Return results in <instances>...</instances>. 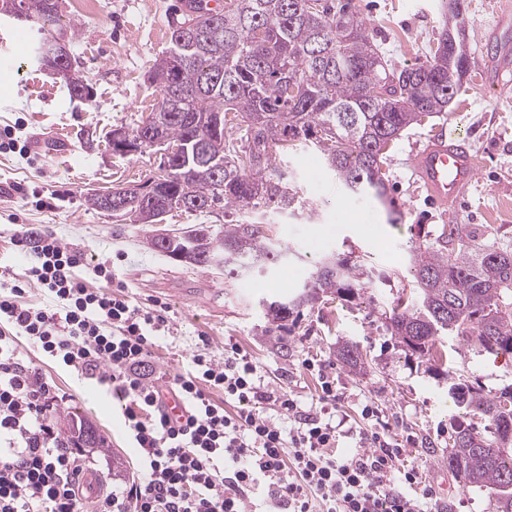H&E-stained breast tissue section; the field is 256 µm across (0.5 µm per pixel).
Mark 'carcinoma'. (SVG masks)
I'll list each match as a JSON object with an SVG mask.
<instances>
[{"mask_svg": "<svg viewBox=\"0 0 512 512\" xmlns=\"http://www.w3.org/2000/svg\"><path fill=\"white\" fill-rule=\"evenodd\" d=\"M451 21L427 65L386 68L368 34L367 22L332 0H230L215 11L198 0L193 14L170 25L169 47L149 72L160 90L149 116L158 119L168 144L188 143L189 156L168 160L163 179L137 185L151 197L157 221L177 210L178 194L210 212L216 202L234 223L194 224L153 248L172 261L192 254L191 266L224 271L228 280L258 274L288 260V249L266 231L265 215L313 212L314 204L288 171L274 165L294 146L316 150L342 188L387 194L382 166L404 131L427 117H440L471 67L470 35L460 0H452ZM58 0H0V16L37 27L41 44L53 51L54 69L73 67L75 31L59 27ZM389 86L390 97L371 101L369 85ZM69 92L93 96L79 73ZM237 129L239 139L230 137ZM144 121L127 132L133 153L153 147ZM411 270L417 302L398 300L387 321L391 335L412 351L432 355L438 337L448 335L481 352L512 355V249L481 248L457 227L442 228L433 244L412 247ZM388 279L366 263L332 257L319 263L291 301L267 303L275 323L330 294L356 299L362 280ZM349 370L366 362L359 348L337 351ZM448 393L467 413L490 422L492 438L458 423L448 448V469L464 484L493 491L496 512H512V443L500 444V428L512 426V387L488 395L448 368ZM85 446L104 439L85 425L70 428Z\"/></svg>", "mask_w": 512, "mask_h": 512, "instance_id": "1", "label": "carcinoma"}]
</instances>
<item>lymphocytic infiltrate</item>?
<instances>
[{
    "label": "lymphocytic infiltrate",
    "instance_id": "f902f5d3",
    "mask_svg": "<svg viewBox=\"0 0 512 512\" xmlns=\"http://www.w3.org/2000/svg\"><path fill=\"white\" fill-rule=\"evenodd\" d=\"M11 243L31 265L22 279L0 265V512H252L258 489L269 512H425L411 493L418 473L398 465L385 432L361 433L362 453L336 454L339 425L266 386L261 366L231 343L223 356L195 354L191 370L163 380L148 360L170 331L165 303L144 307L123 291L89 287L76 272L80 252L51 231L23 225ZM29 286L45 305L23 303ZM18 335L127 398L137 477L88 502L78 481L83 450L60 435L61 399L18 358ZM212 389L223 391V404L211 401ZM171 393L184 402V419L165 413Z\"/></svg>",
    "mask_w": 512,
    "mask_h": 512
}]
</instances>
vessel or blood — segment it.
I'll list each match as a JSON object with an SVG mask.
<instances>
[{"instance_id": "obj_1", "label": "vessel or blood", "mask_w": 512, "mask_h": 512, "mask_svg": "<svg viewBox=\"0 0 512 512\" xmlns=\"http://www.w3.org/2000/svg\"><path fill=\"white\" fill-rule=\"evenodd\" d=\"M512 70V44L502 43L488 62V85L501 87L504 72ZM413 174L428 198L436 205L456 206L478 177V164L468 141L452 132L432 138L411 157Z\"/></svg>"}]
</instances>
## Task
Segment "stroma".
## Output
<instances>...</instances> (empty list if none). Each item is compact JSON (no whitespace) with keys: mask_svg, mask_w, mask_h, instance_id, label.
<instances>
[{"mask_svg":"<svg viewBox=\"0 0 512 512\" xmlns=\"http://www.w3.org/2000/svg\"><path fill=\"white\" fill-rule=\"evenodd\" d=\"M499 0H463L469 23L471 72L448 112L412 126L387 154V199L346 192L323 164H312L300 148L279 158L305 197L316 205L312 216H275L273 238L290 250L287 265L225 281L223 275L170 261L143 242L145 227L91 208L86 195L117 185L136 184L160 172L161 158L148 149L135 155L113 152L106 142L112 128L134 129L159 98L146 75L169 45V22L180 0H59L63 20L77 34L70 46L73 65L88 83L91 99L71 97L64 81L40 68L33 51V28L13 35V67L0 71V128L11 126L25 152H0V261L23 273L27 259L12 257L10 238L17 225L52 230L81 252L80 275L92 287L93 267L112 260L117 280L141 306L165 302L172 324L154 351L158 371L177 374L190 367L200 336L209 352L221 354L233 341L263 367L268 382L293 390L302 405L320 392L306 358L336 367V389L351 425L384 426L400 450L401 466L416 469L420 486L434 490L431 512H495L488 489L471 488L448 469L445 455L455 421L486 431L480 416L463 414L448 394V382L434 362L413 353L391 336L385 313L394 301L413 303L407 273L412 246L431 243L443 225H461L476 243L512 247V93L502 96L486 86L481 64L490 49L486 36L496 23ZM352 11L366 19L369 34L390 67L426 62L445 24L442 0H351ZM467 136L480 175L463 202L445 210L430 204L410 169L413 153L441 130ZM399 220L390 223V211ZM366 259L373 281L360 299L333 296L304 307L297 324L273 329L264 301L295 296L325 256ZM356 344L367 369L354 373L336 362L342 343ZM453 368L485 393L512 385V356L466 349L451 336L440 337ZM21 359L37 365L66 401L59 417L82 418L105 440L112 484L134 476L138 453L124 426V401L100 393L25 338H17ZM375 415L364 418V407Z\"/></svg>","mask_w":512,"mask_h":512,"instance_id":"1","label":"stroma"}]
</instances>
